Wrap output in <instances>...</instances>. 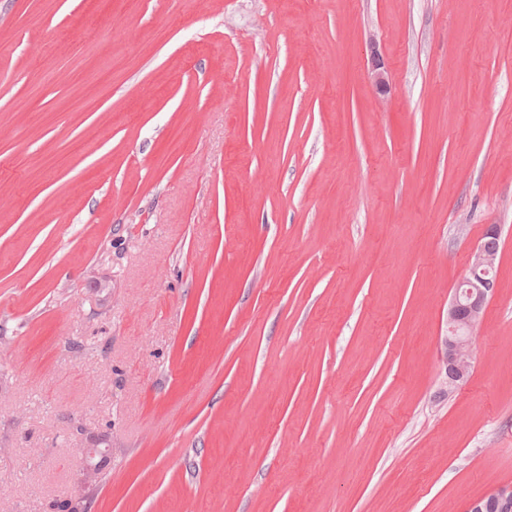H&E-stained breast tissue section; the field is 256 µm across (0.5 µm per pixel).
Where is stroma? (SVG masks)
<instances>
[{
  "label": "stroma",
  "mask_w": 512,
  "mask_h": 512,
  "mask_svg": "<svg viewBox=\"0 0 512 512\" xmlns=\"http://www.w3.org/2000/svg\"><path fill=\"white\" fill-rule=\"evenodd\" d=\"M0 126V512L512 487V0H0ZM499 241V226L490 225L472 249L467 274L457 285L448 304V336L445 339L448 390L470 376L473 330L496 290L495 277L489 275L496 269ZM85 469L84 481L87 485H93L98 480L106 460H109L110 448H84Z\"/></svg>",
  "instance_id": "obj_1"
}]
</instances>
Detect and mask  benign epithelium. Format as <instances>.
<instances>
[{
	"instance_id": "benign-epithelium-1",
	"label": "benign epithelium",
	"mask_w": 512,
	"mask_h": 512,
	"mask_svg": "<svg viewBox=\"0 0 512 512\" xmlns=\"http://www.w3.org/2000/svg\"><path fill=\"white\" fill-rule=\"evenodd\" d=\"M500 228L493 224L472 249L468 271L457 285L448 304V336L445 339L448 389L465 382L471 373L470 349L473 330L481 321L487 302L496 290L495 271L499 252ZM108 448H86L84 481L93 485L109 459ZM466 512H512V487H497L469 502Z\"/></svg>"
}]
</instances>
